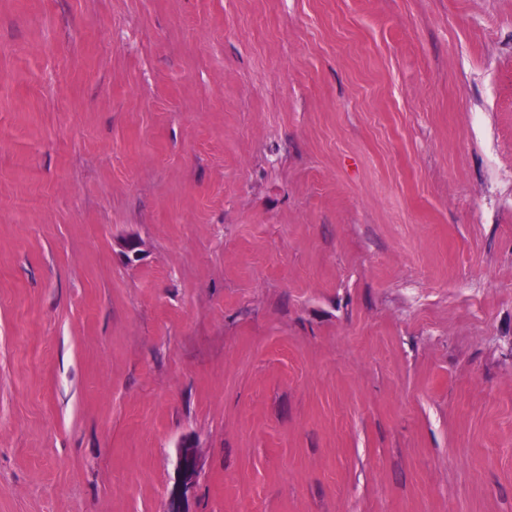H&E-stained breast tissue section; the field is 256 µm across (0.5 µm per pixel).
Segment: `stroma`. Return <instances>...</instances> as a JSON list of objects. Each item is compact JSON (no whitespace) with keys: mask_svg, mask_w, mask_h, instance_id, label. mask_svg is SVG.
<instances>
[{"mask_svg":"<svg viewBox=\"0 0 512 512\" xmlns=\"http://www.w3.org/2000/svg\"><path fill=\"white\" fill-rule=\"evenodd\" d=\"M185 440V512H512V0H0V512Z\"/></svg>","mask_w":512,"mask_h":512,"instance_id":"1","label":"stroma"}]
</instances>
